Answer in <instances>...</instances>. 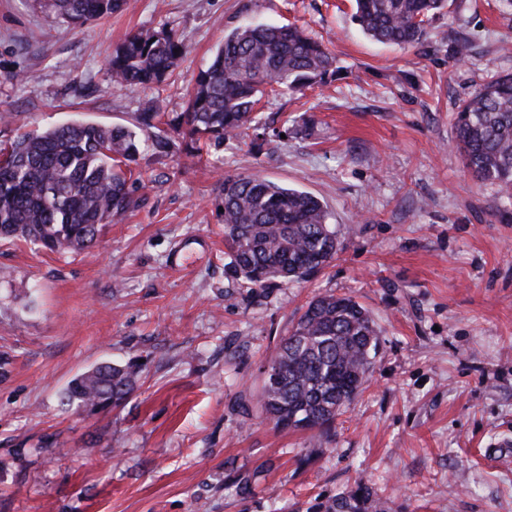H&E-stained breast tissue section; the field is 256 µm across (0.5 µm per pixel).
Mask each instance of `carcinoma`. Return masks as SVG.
Segmentation results:
<instances>
[{
    "instance_id": "obj_1",
    "label": "carcinoma",
    "mask_w": 512,
    "mask_h": 512,
    "mask_svg": "<svg viewBox=\"0 0 512 512\" xmlns=\"http://www.w3.org/2000/svg\"><path fill=\"white\" fill-rule=\"evenodd\" d=\"M353 21L383 44L415 47L425 23L452 13L455 0H354ZM48 13L81 27L120 12L126 0H40ZM186 44L173 31H138L112 54V79L149 88L174 73ZM338 72L323 43L294 25L238 26L201 69L186 111L164 121L145 112L141 124L157 129L155 147L169 148L168 131L201 152L257 129L255 108L266 85L300 91ZM454 141L466 168L512 204V73L475 85L455 113ZM136 133L121 126L74 121L24 132L0 148V238L23 239L50 252L93 245L100 228L133 205L129 184L143 180L131 163ZM224 242L229 270L252 290L286 286L327 267L339 250L325 205L308 191L249 175L221 183ZM376 346L369 311L349 296L310 300L280 343L258 405L275 427L322 435L367 380ZM132 364L103 365L72 379L67 406H118L134 391ZM317 512H393L392 502L360 483L314 506Z\"/></svg>"
}]
</instances>
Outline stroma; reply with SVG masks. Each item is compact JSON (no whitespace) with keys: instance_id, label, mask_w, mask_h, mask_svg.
Listing matches in <instances>:
<instances>
[{"instance_id":"35a3bbf8","label":"stroma","mask_w":512,"mask_h":512,"mask_svg":"<svg viewBox=\"0 0 512 512\" xmlns=\"http://www.w3.org/2000/svg\"><path fill=\"white\" fill-rule=\"evenodd\" d=\"M352 14V0H126L73 27L38 0H0V144L73 120L126 126L146 175L91 248L0 241V512H307L359 482L398 512H512V217L451 141L458 103L512 72V9L456 0L413 48L369 39ZM247 22L305 28L340 75L265 92L261 149L154 150L139 114L185 111L225 32ZM143 29L177 32L188 53L159 84H118L112 54ZM228 174L319 197L336 260L244 288L217 207ZM322 294L366 307L377 345L364 389L317 439L275 429L257 396ZM103 362L138 364L130 399L65 409L69 382Z\"/></svg>"}]
</instances>
